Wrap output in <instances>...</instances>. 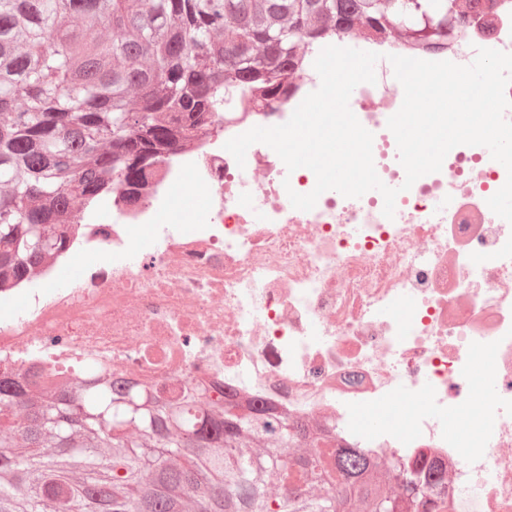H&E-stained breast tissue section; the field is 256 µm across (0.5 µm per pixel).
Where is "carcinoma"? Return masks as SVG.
I'll return each instance as SVG.
<instances>
[{
    "label": "carcinoma",
    "instance_id": "cac0c4a2",
    "mask_svg": "<svg viewBox=\"0 0 512 512\" xmlns=\"http://www.w3.org/2000/svg\"><path fill=\"white\" fill-rule=\"evenodd\" d=\"M493 0H0V276L22 277L53 248L73 204L85 218L112 191L146 179L163 154L224 123L229 96L284 92L299 50L366 26L399 30L434 50L452 17ZM433 30L421 34V15ZM149 425L120 392L82 380L61 393L0 379V512H440L443 476L393 469L364 448H340L318 422L267 413L250 399L194 388L142 394ZM276 477L283 492L267 493Z\"/></svg>",
    "mask_w": 512,
    "mask_h": 512
}]
</instances>
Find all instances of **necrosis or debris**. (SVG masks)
Here are the masks:
<instances>
[{
	"mask_svg": "<svg viewBox=\"0 0 512 512\" xmlns=\"http://www.w3.org/2000/svg\"><path fill=\"white\" fill-rule=\"evenodd\" d=\"M331 42L379 55L351 110L373 135L378 176L398 191L393 218L375 190H328L296 209L288 194L314 189L310 169L287 170L262 143L241 165L226 150L253 127L286 123L319 88L309 51L281 99L236 105L223 127L119 188L111 223H83L75 207L67 252L0 282V305L21 306L0 318V371L49 389L82 378L165 397L198 384L248 396L440 473L448 512H512V224L487 204L507 171L486 147L459 145L403 189L387 127L404 97L390 62L403 37L359 27ZM490 45L512 53V0L459 17L452 48L413 56L468 65ZM190 190L202 210H182ZM142 224L152 245L138 239ZM79 254L77 276L55 287ZM454 417L467 438L450 430Z\"/></svg>",
	"mask_w": 512,
	"mask_h": 512,
	"instance_id": "4bbe7bcc",
	"label": "necrosis or debris"
}]
</instances>
